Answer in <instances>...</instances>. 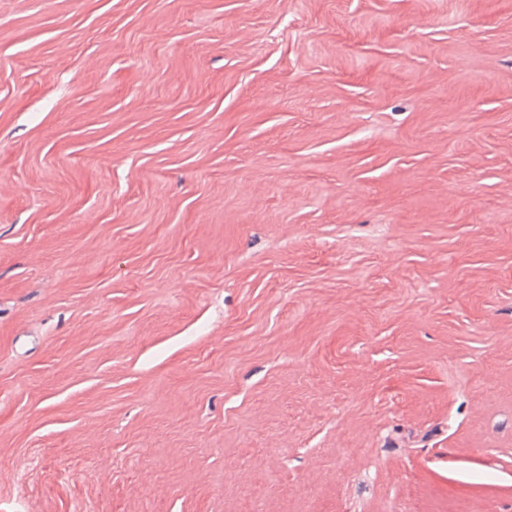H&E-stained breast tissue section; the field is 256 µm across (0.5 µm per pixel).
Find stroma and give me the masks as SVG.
<instances>
[{
    "label": "stroma",
    "mask_w": 512,
    "mask_h": 512,
    "mask_svg": "<svg viewBox=\"0 0 512 512\" xmlns=\"http://www.w3.org/2000/svg\"><path fill=\"white\" fill-rule=\"evenodd\" d=\"M0 512H512V0H0Z\"/></svg>",
    "instance_id": "35a3bbf8"
}]
</instances>
